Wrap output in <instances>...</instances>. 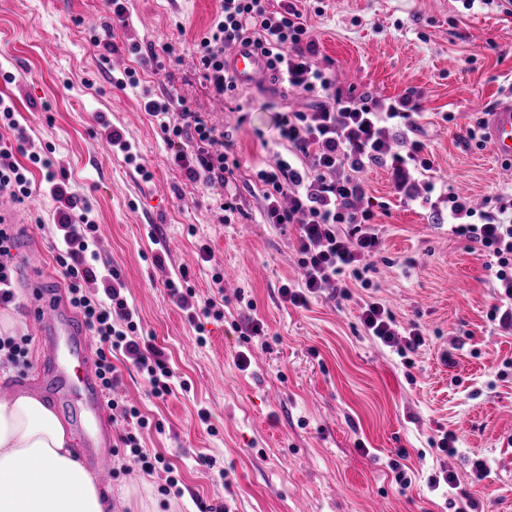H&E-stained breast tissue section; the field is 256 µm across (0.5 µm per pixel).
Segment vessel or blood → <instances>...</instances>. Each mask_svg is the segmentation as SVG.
I'll return each mask as SVG.
<instances>
[{
  "instance_id": "vessel-or-blood-1",
  "label": "vessel or blood",
  "mask_w": 512,
  "mask_h": 512,
  "mask_svg": "<svg viewBox=\"0 0 512 512\" xmlns=\"http://www.w3.org/2000/svg\"><path fill=\"white\" fill-rule=\"evenodd\" d=\"M231 70L242 83L266 74L265 61L252 47L237 45L228 57ZM486 140L496 159L512 162V99L489 112ZM45 355L38 367L51 385L53 397L71 396L80 388L81 407L97 423L96 434L87 436L88 447L97 451L95 464L104 476H111L112 424L103 415L107 409L101 381L92 358L94 343L77 316L62 302L41 296L34 308Z\"/></svg>"
}]
</instances>
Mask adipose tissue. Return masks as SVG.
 <instances>
[{"label":"adipose tissue","mask_w":512,"mask_h":512,"mask_svg":"<svg viewBox=\"0 0 512 512\" xmlns=\"http://www.w3.org/2000/svg\"><path fill=\"white\" fill-rule=\"evenodd\" d=\"M110 499L53 410L25 394L0 402V512H109Z\"/></svg>","instance_id":"adipose-tissue-1"}]
</instances>
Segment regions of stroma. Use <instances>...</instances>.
<instances>
[{"instance_id": "stroma-1", "label": "stroma", "mask_w": 512, "mask_h": 512, "mask_svg": "<svg viewBox=\"0 0 512 512\" xmlns=\"http://www.w3.org/2000/svg\"><path fill=\"white\" fill-rule=\"evenodd\" d=\"M0 0V96L35 150L53 162L67 191L87 199L98 225L94 250L115 270L139 332L162 349L182 388L155 398L129 359L114 355L116 399L147 419V455L173 467L182 496L164 494L168 474L112 454L114 512H512V334L487 318L493 303L488 258L434 224L426 179L416 201L395 190L386 168L362 178L383 241L377 287L352 286L340 303L325 285L307 307L285 302L299 281L296 228L268 224L252 180L286 145L278 113L303 100L271 78L215 97L189 48L208 31L220 0ZM308 14L316 63L333 92L369 94L379 110L415 89L423 95L418 138L435 176L469 201L488 205L512 190V162L488 149L487 112L512 97V14L464 10L460 0H321ZM106 37L103 46L93 44ZM158 59L130 54V43ZM180 51L168 59L164 46ZM136 71L139 85L118 88ZM173 93L207 117H221L236 144L240 175L229 185L241 207L225 219L222 199L191 184L174 164L146 94ZM119 131L129 152L113 148ZM57 203L48 189L13 203L18 302L0 308V334L23 345V362L0 361V390L33 394L43 356L27 286L40 257L58 288ZM208 246V261L197 260ZM186 274L196 300L220 314L193 319L169 296L168 278ZM222 274V285L212 277ZM59 290L69 301L68 289ZM382 300L401 326L418 325L425 344L405 366L367 336L361 301ZM259 321L263 335L240 336ZM246 354L248 368L238 365ZM209 412L201 422V412ZM457 436L452 453L433 446ZM484 479L472 473L476 460ZM410 481L399 489L391 463ZM457 487L432 489L441 470Z\"/></svg>"}]
</instances>
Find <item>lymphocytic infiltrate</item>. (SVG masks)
Listing matches in <instances>:
<instances>
[{
  "label": "lymphocytic infiltrate",
  "mask_w": 512,
  "mask_h": 512,
  "mask_svg": "<svg viewBox=\"0 0 512 512\" xmlns=\"http://www.w3.org/2000/svg\"><path fill=\"white\" fill-rule=\"evenodd\" d=\"M246 44L260 53L273 80L315 97L310 111L283 112L278 116L280 137L288 144L287 155L274 166L257 170L264 188V214L268 223L297 227L298 264L303 281L282 285L285 301L307 306L325 284L336 286V297L351 299L349 281L369 286L376 272L375 256L381 247L373 214L365 206L364 171L387 166L398 190H405L413 173L429 172L433 162L415 139L422 112L416 92L394 101L387 111H374L369 104L355 105L352 98L332 92V79L314 58L317 44L304 13L294 0H224L207 34L194 43L193 51L205 80L219 96H233L239 82L224 61L226 47ZM144 108L159 118L165 141L175 164L186 178L205 189H223L236 182L240 161L234 143L202 113L168 94L148 99ZM404 136L403 152L392 151L387 128ZM222 151H212L215 142ZM49 158L32 152L19 162L11 145L0 141V193L25 202L33 193V168L45 169V181L62 206L57 212L61 238L56 261L69 283L70 302L103 346L97 370L108 406H115L112 393L119 383L110 353L119 351L145 375L154 397L173 394L175 384L164 353L138 333L134 311L114 284L113 271L100 269L87 256L97 226L89 203L67 195L51 173ZM436 224H449L450 231L466 239L488 258L495 302L490 321L512 331V193L499 195L491 209L474 208L470 201L449 194L447 212H436ZM361 322L366 335L387 347L396 336H405L406 351L424 344L415 326L399 328L394 313L378 300L364 301Z\"/></svg>",
  "instance_id": "obj_1"
}]
</instances>
